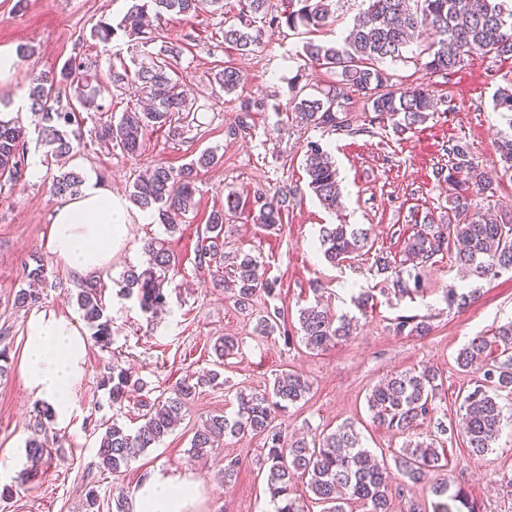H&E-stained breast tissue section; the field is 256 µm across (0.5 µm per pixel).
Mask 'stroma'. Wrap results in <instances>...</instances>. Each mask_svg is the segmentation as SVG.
<instances>
[{"label": "stroma", "mask_w": 512, "mask_h": 512, "mask_svg": "<svg viewBox=\"0 0 512 512\" xmlns=\"http://www.w3.org/2000/svg\"><path fill=\"white\" fill-rule=\"evenodd\" d=\"M127 7V0H0V45L12 47L19 59L8 86L0 89V98L22 96L30 73L60 69L70 58H80L103 77L110 64L140 57L142 46L127 38L105 43L90 36L98 24L118 21ZM224 21V15L203 12L187 22L165 20L158 27L169 41L184 47L175 68L195 109L194 129L186 139H171L164 127L151 130L145 153L133 159L120 148L96 141L99 115L85 112L79 151L71 158L49 157L38 141L41 115L26 111L21 116L27 152L40 156L41 168L24 169L17 184L0 187V349L9 352L7 373L0 376V488L12 490L11 497L0 498V512H85V491L91 486L100 495L99 512H112L113 494L135 495L143 476L158 470L198 481L201 512H263L269 495L259 470L265 456L262 438L228 436L207 457L197 459L188 449L203 420L215 414L233 415L236 392L268 389L275 373L292 369L308 379L311 390L305 401L277 413L278 427L290 436L308 438L351 423L364 447L389 456L405 438L372 422L366 395L380 379L425 365L443 376L437 404L448 427L443 446L453 478L466 486L481 512H512V495L499 484L501 476H512V427L502 431L493 453L469 456L456 424L460 403L477 376L455 363L470 338L492 335L512 320V272L489 283L462 276L443 258L432 266L423 292L414 299L377 295L372 309L361 317L351 298L375 284L370 259L334 267L318 250L321 225L343 221L369 228L376 247L398 251L400 234L411 233L417 218L440 214L448 205V186L435 171L447 165L446 149L452 140L468 142L476 161L494 181L496 194L482 200L483 210L512 215V179L503 175L496 145L508 125L493 109L496 90L512 83V60L477 54L444 78L411 62H385L394 84L430 86L441 101L437 112L401 138L388 127L375 128L370 135L347 136L303 126L285 108L295 89L314 93L333 80L330 72L297 58L299 36L284 31L242 56L225 45ZM228 62L240 69L243 89L212 92L210 79ZM246 97L265 99L268 107L246 117L247 127L242 130L240 103ZM310 140L326 147L336 163L344 203L339 213L325 210L307 187L302 160ZM206 149L214 151L219 162L200 170L195 208L172 231L156 221L141 223L139 214H132L127 239L115 250L111 267L101 271L108 284L104 301L114 342L107 350L88 342L85 378L75 390L73 418L65 428L52 420L44 422L52 461L31 471L25 442L40 420L37 402L24 388L20 372L26 322L35 309L74 321L80 318L74 300L79 283L49 248L51 217L58 202L50 193L53 177L75 169L122 196L153 164L177 168ZM285 183L297 186L298 194L285 208L279 230L265 229L256 222L254 196ZM231 192L239 195L240 207L224 222V253L257 256L276 284L274 295L257 296L249 315L238 310L232 298L214 285L212 272L198 267L195 260L210 213L222 208ZM154 238L165 240L176 266L164 283L166 307L151 319L136 299L120 294L115 280L127 267L146 262L143 247ZM34 261L44 264L50 285L43 288L34 308L16 307L22 269ZM452 286L479 289L481 297L465 312L451 311L444 292ZM317 299L334 316L357 317L350 341L315 354L298 342L285 345L279 335L263 336L256 328L257 315L277 306L285 313L289 331H297L300 309ZM408 314L432 316L430 333L395 335V318ZM220 336L242 341L240 354L223 367V385L203 389L181 424L131 462L122 475L105 471L96 455L101 433L115 418L137 428L143 413L135 395L121 415H114L98 385L105 365L116 360L132 367L155 398L186 373L211 368L213 343ZM228 457L243 462L229 482L217 475Z\"/></svg>", "instance_id": "stroma-1"}]
</instances>
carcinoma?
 <instances>
[{
	"label": "carcinoma",
	"instance_id": "carcinoma-1",
	"mask_svg": "<svg viewBox=\"0 0 512 512\" xmlns=\"http://www.w3.org/2000/svg\"><path fill=\"white\" fill-rule=\"evenodd\" d=\"M339 0H236L237 22L224 27V44L241 51L261 43L268 33L288 29L313 35L321 32L336 18ZM367 8L357 18L346 36L336 41L306 40L300 56L329 70L336 79L319 94L296 92L293 110L303 123L314 128H330L346 135L369 132L376 125L392 126L400 136L426 121L437 111L438 100L421 85L399 88L392 75L380 67L386 59L406 61L404 50L416 37L434 36L415 56L414 63L431 74L446 75L461 67L473 53L496 58H512V8L505 0H366ZM224 10V0H131L122 19L93 31L102 42L124 35L130 40L152 44L156 37L147 32L148 11L155 17L184 21L206 9ZM182 55V46L164 41L157 52L135 62L112 68L109 79L119 87L134 82L147 100L144 107H126L118 121L102 119L94 128L95 139L114 144L131 157H138L146 147L147 131L168 128L171 139H181L191 126L177 121L176 116L191 112L188 98L172 61ZM224 93L238 90L242 83L239 71L231 66L214 78ZM75 87V102H63L62 89ZM355 92L371 106L368 125H355L347 112L349 94ZM99 89L92 86L87 65L70 59L57 72L39 74L25 86V97L31 110L42 114L44 125L41 142L54 156L75 150L69 135L79 112L111 111L98 102ZM495 108L509 115L512 126V85L498 89ZM25 128L19 117L0 118V182L15 183L22 177ZM504 172L512 171V135L501 137L498 144ZM451 162L448 175L438 169L437 178L448 182V213L438 217L427 214L422 223L403 242L398 253L375 249L371 232L356 224H325L318 237L325 259L338 265L364 255L372 256L371 270L383 283L380 291L397 297H410L424 290L428 268L436 257L446 255L465 273L479 279H492L503 270L512 269V222L488 218L477 207L479 196L496 193L493 181L475 161L469 145L456 140L448 145ZM217 162L216 155L206 151L196 162L180 168L158 164L129 186L130 202L150 212L159 223L174 229L182 216L196 206L198 170ZM307 186L322 206L334 213L342 207L338 173L331 154L318 142H309L304 155ZM84 179L71 170L53 178L50 191L57 197L80 192ZM298 188L284 185L271 196L255 197L256 221L269 229L282 223V211L295 198ZM239 207V198L229 193L224 208L214 210L203 230L198 248V265L224 264V218ZM145 250L146 266L127 269L122 275L125 295L136 297L143 313L154 315L166 306L162 288L166 272L175 264L174 254L161 239H152ZM24 279L30 284L44 285L47 273L41 264L24 266ZM274 282L265 277L262 263L248 252L235 256L230 273L216 286L230 293L236 307L247 312L254 297L275 292ZM104 282L96 277L85 280L75 295L82 320L93 330V338L101 348L113 343L112 320L103 302ZM40 293L32 287H20L14 304L26 307L38 302ZM479 299L475 291L450 287L445 291L448 310L462 311ZM260 332L282 335L284 343H293L283 313L268 309L258 319ZM431 331L429 319L418 315H400L393 323L397 336H424ZM300 340L312 352H322L353 336V319H333L320 301L304 307L299 313ZM239 350L233 336L216 340L214 351L219 363ZM457 366L466 372L482 373V379L462 402L463 431L470 455L484 457L504 427V415L498 398L512 393V320L496 328L493 335L473 337L456 356ZM220 372L203 375L187 374L169 391L168 396L142 404L144 424L130 430L113 419L98 439L97 457L102 467L113 475L128 469L130 463L147 449L163 441L182 419L183 411L199 390L215 386ZM99 387L108 395L112 409L124 408L132 392L141 391L145 383L130 367L113 362L98 377ZM443 387L442 374L431 366L412 372L398 373L369 391L366 402L372 421L399 434H408L421 422L438 414L437 396ZM311 385L301 374L284 371L275 375L271 389L263 392H240L236 396L234 415H213L197 427L190 441V452L208 454L227 435L250 434L264 440L268 466L267 491L276 512H305L299 499L293 497L295 479H305L306 488L322 505L321 512H348L351 505L361 503L365 512H394L389 489L391 471L385 461L378 460L364 448L353 424L345 423L330 433L310 440H291L273 425L275 414L306 399ZM438 439L409 440L393 455L401 484H420L431 496L430 501L411 503L408 512H480L476 500L462 484L449 476L448 456L437 448ZM27 457L39 463L51 456L48 438L39 427L26 442Z\"/></svg>",
	"mask_w": 512,
	"mask_h": 512
}]
</instances>
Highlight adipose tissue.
Returning <instances> with one entry per match:
<instances>
[{
    "label": "adipose tissue",
    "mask_w": 512,
    "mask_h": 512,
    "mask_svg": "<svg viewBox=\"0 0 512 512\" xmlns=\"http://www.w3.org/2000/svg\"><path fill=\"white\" fill-rule=\"evenodd\" d=\"M128 222L126 204L91 181L81 194L56 205L50 246L80 280L111 265ZM25 333L23 385L33 398L51 404L57 424L66 426L75 410V387L85 374L86 338L76 322L43 310L29 316ZM133 512H199V489L180 475L155 473L138 488Z\"/></svg>",
    "instance_id": "obj_1"
}]
</instances>
